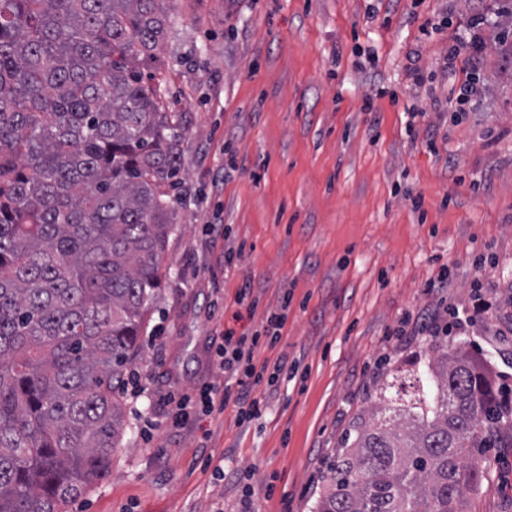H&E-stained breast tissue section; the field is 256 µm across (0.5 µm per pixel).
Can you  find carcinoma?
I'll list each match as a JSON object with an SVG mask.
<instances>
[{
	"mask_svg": "<svg viewBox=\"0 0 512 512\" xmlns=\"http://www.w3.org/2000/svg\"><path fill=\"white\" fill-rule=\"evenodd\" d=\"M164 2L0 0V512H67L126 431L181 169ZM502 394L462 343L395 370L312 512H461Z\"/></svg>",
	"mask_w": 512,
	"mask_h": 512,
	"instance_id": "cac0c4a2",
	"label": "carcinoma"
}]
</instances>
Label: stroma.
Instances as JSON below:
<instances>
[{
  "label": "stroma",
  "instance_id": "stroma-1",
  "mask_svg": "<svg viewBox=\"0 0 512 512\" xmlns=\"http://www.w3.org/2000/svg\"><path fill=\"white\" fill-rule=\"evenodd\" d=\"M170 11L160 74L180 136L167 190L178 224L128 370L145 393L121 390L112 471L68 512H311L397 367L463 341L491 373L512 374V0H172ZM476 14L489 19L480 92L461 105L444 55ZM427 20L449 26L426 33ZM228 241L243 249L229 272ZM246 284L258 304L238 320ZM286 289L283 338L255 361L287 354L301 381H278L250 425L228 408L143 435L159 396L223 384L209 336L258 329ZM478 293L492 306L466 338L395 333L407 312ZM463 510L512 512L511 445L490 449Z\"/></svg>",
  "mask_w": 512,
  "mask_h": 512
}]
</instances>
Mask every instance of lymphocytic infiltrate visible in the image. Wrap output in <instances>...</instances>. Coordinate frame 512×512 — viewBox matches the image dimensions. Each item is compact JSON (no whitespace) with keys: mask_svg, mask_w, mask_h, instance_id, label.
<instances>
[{"mask_svg":"<svg viewBox=\"0 0 512 512\" xmlns=\"http://www.w3.org/2000/svg\"><path fill=\"white\" fill-rule=\"evenodd\" d=\"M480 43L451 45L446 56L448 69L459 72L463 81L459 88L458 104H465L475 92L474 73L481 61ZM290 293H283L279 305L268 310L258 330L250 334H236L226 330L214 348V361L226 377L224 386L210 382L197 384L193 395L176 401L165 414L172 426L185 427L201 417L233 408L239 424L246 425L261 416L265 401L256 393L260 385L274 386L281 374L288 370L287 357H280L272 373H265L254 361V352L260 345L276 346L283 337L288 316Z\"/></svg>","mask_w":512,"mask_h":512,"instance_id":"obj_1","label":"lymphocytic infiltrate"}]
</instances>
